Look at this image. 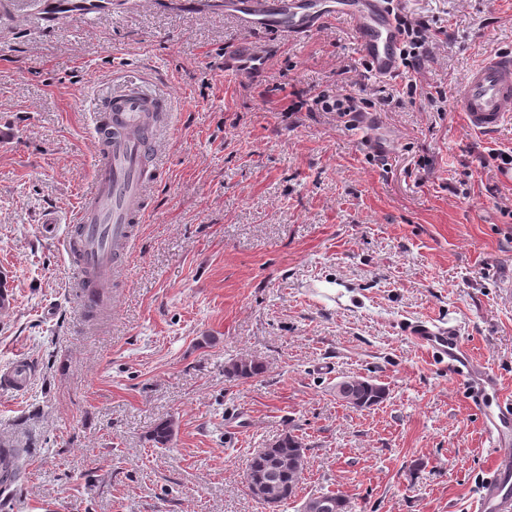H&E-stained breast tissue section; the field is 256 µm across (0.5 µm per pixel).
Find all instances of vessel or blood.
I'll return each mask as SVG.
<instances>
[{"label": "vessel or blood", "mask_w": 512, "mask_h": 512, "mask_svg": "<svg viewBox=\"0 0 512 512\" xmlns=\"http://www.w3.org/2000/svg\"><path fill=\"white\" fill-rule=\"evenodd\" d=\"M224 10L243 28L273 29L292 41L307 38L334 19H348L372 73L385 80L399 73L403 36L392 0H224ZM267 64L260 54L232 53L224 58V74H254ZM455 108L462 112L467 129L480 136L494 134L512 120V50L486 55L466 72ZM172 110L171 98L129 84L91 113L93 175L58 241L90 307L102 306L129 264L132 243L151 210L152 190L164 164L158 146L170 128ZM403 331L467 383L470 404L487 424L492 476L479 491L477 512H512V404L492 402L495 380L473 363L455 327L421 319L405 322ZM32 376L30 363L17 361L0 373V389L22 392Z\"/></svg>", "instance_id": "obj_1"}]
</instances>
